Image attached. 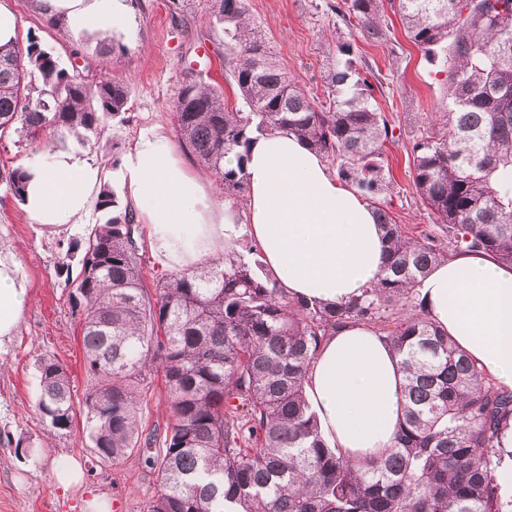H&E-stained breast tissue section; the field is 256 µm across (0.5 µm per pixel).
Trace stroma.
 Masks as SVG:
<instances>
[{
	"instance_id": "obj_1",
	"label": "stroma",
	"mask_w": 512,
	"mask_h": 512,
	"mask_svg": "<svg viewBox=\"0 0 512 512\" xmlns=\"http://www.w3.org/2000/svg\"><path fill=\"white\" fill-rule=\"evenodd\" d=\"M336 0H248L279 64L308 96L322 97V78L336 63L337 42H354L372 66L376 100L399 136L385 148V186L379 198L388 203L396 223L415 233L429 224L410 171L409 142L438 125L448 106L442 85L431 77L422 52L406 37L398 16L388 18L389 40H360L337 16ZM19 37H38L51 47L66 68L90 80L110 77L128 85L130 120L108 123L91 153L102 181L123 195L118 166L139 133L155 129L170 140L178 134L173 102L179 87L206 71L224 90L230 106L245 104L224 60V35L211 19L205 0H128L127 33L112 37V54L102 59L100 38L73 37L67 29L50 27L34 0H11ZM108 214L93 209L88 223L57 233L30 223L20 202L0 182V251L11 253L29 288L26 311L10 343L0 346V429L11 443H0V512H85L87 501L108 500L110 512H145L157 490L155 475L143 470L137 456L115 462L100 460L82 431L48 436L37 411L39 385L35 363L40 357L64 362L75 395H83L81 327L67 304L65 275L59 274L58 242L83 239L91 225L105 223ZM24 447H15L16 439ZM77 462L79 482L62 486L56 479L61 463Z\"/></svg>"
}]
</instances>
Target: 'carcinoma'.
Returning <instances> with one entry per match:
<instances>
[{
    "label": "carcinoma",
    "mask_w": 512,
    "mask_h": 512,
    "mask_svg": "<svg viewBox=\"0 0 512 512\" xmlns=\"http://www.w3.org/2000/svg\"><path fill=\"white\" fill-rule=\"evenodd\" d=\"M224 32L231 76L247 112L203 78L174 101L180 146L210 169L224 196L240 198L243 156L257 135L293 133L336 165L365 196L384 231L378 281L340 304L288 297L262 262L233 253L144 281L133 211L103 186L110 213L80 241L59 244L60 270L78 276L68 294L81 325L88 385L76 403L56 359L36 361L37 408L48 434L66 436L85 416L97 456L136 452L157 491L146 512H504L497 471L512 451V391L498 387L437 325L417 298L418 278L460 254L512 266V0L489 15L455 0H341L336 11L360 38L388 41L390 5L422 52L453 108L441 128L411 141L412 182L431 223L409 235L377 199L383 147L395 128L375 103L373 68L337 44L319 107L267 51L247 0H205ZM122 80L87 82L54 50L0 46V139H74L93 146L106 122L126 116ZM235 152L238 165L224 167ZM23 166L0 171L24 200ZM404 318H391L397 306ZM379 326L400 356L403 415L394 447L356 463L331 448L308 404L310 362L325 339L348 325ZM161 376L171 421L142 425L143 393Z\"/></svg>",
    "instance_id": "cac0c4a2"
}]
</instances>
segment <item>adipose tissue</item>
I'll list each match as a JSON object with an SVG mask.
<instances>
[{
    "label": "adipose tissue",
    "mask_w": 512,
    "mask_h": 512,
    "mask_svg": "<svg viewBox=\"0 0 512 512\" xmlns=\"http://www.w3.org/2000/svg\"><path fill=\"white\" fill-rule=\"evenodd\" d=\"M76 35L121 33L126 0H41ZM22 209L49 232L85 222L100 184L92 156L49 147L27 156ZM244 211L216 205L176 158L168 138L142 131L122 162V182L154 251L176 270L224 254L241 234L257 243L288 296L345 303L383 268V232L361 195L332 176L295 135L256 139L245 164ZM16 260L0 254V345L10 341L27 302ZM417 290L430 317L475 365L512 390V268L479 255L440 263ZM306 394L331 447L359 461L392 446L402 416L399 358L384 336L350 325L328 337L313 360Z\"/></svg>",
    "instance_id": "obj_1"
}]
</instances>
